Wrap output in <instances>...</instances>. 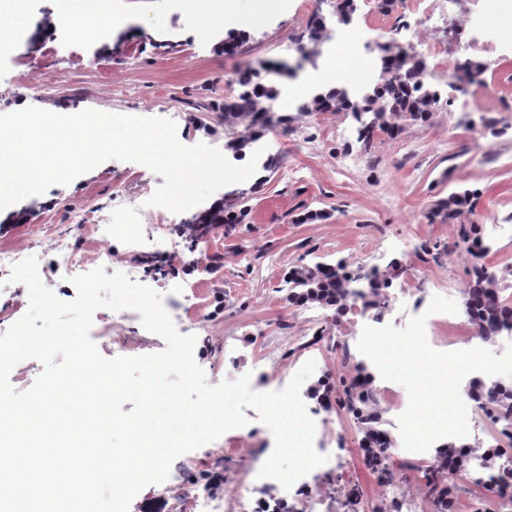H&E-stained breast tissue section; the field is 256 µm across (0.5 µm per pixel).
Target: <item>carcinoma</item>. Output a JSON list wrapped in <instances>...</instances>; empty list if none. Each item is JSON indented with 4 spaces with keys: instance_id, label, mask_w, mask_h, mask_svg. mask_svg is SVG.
<instances>
[{
    "instance_id": "cac0c4a2",
    "label": "carcinoma",
    "mask_w": 512,
    "mask_h": 512,
    "mask_svg": "<svg viewBox=\"0 0 512 512\" xmlns=\"http://www.w3.org/2000/svg\"><path fill=\"white\" fill-rule=\"evenodd\" d=\"M309 41L316 44L327 37V23L323 16L313 14L306 26ZM384 76L369 90L361 93L365 108L360 109L349 100L351 90L345 87H333L327 91H316L306 95L297 106V115L305 116L313 112H349L357 122V139L370 143L377 132L388 135L400 128V124L426 123L438 104L436 89L424 86L421 82V61L415 55H394L387 50L384 53ZM235 83L236 93L215 100L206 106V111L215 114V121L224 125L247 123L248 134L232 137L224 149L236 158L246 155L245 149L272 128L288 129L295 117L283 114L274 117L269 113L266 101L276 95L275 87L265 81L262 71L245 67L238 71ZM478 193L465 190L454 192L439 202L438 207L448 211L453 219L464 213L472 214L476 208ZM240 213L224 216V209L217 208L202 212L182 225L181 232L194 243L205 237L214 224L225 221L239 223ZM460 238L471 242L472 256L483 258L490 246L483 240L478 225L462 226ZM399 263L392 262L385 270L373 268L358 276L347 270L346 265L337 263L329 269L314 266L297 265L289 271L288 283L292 292L288 300L295 306L318 305L327 309L344 310L348 305L349 289L356 288V295L364 300L363 306L375 311L380 317L387 308L386 289L397 276ZM502 279L483 264L473 266V276L466 291L467 312L480 325V338L489 345L498 341L501 327L512 321V303L507 301L501 288ZM353 375L343 387V406L353 415L361 444L372 449L365 456L368 469L378 481L387 483L390 479V461L387 449L392 447L394 439L388 431L382 429V411L378 407L372 386L373 374L366 363L360 361L352 367ZM471 394L477 408L490 416L495 422L503 424L501 434L512 442V382L503 387L483 392L484 383L479 377L470 382ZM458 456L455 471H469L471 460L481 456L485 466L501 471L500 477H512V461L486 448L463 447L454 440L442 443L436 449L435 461L425 468L424 480L426 494L431 500L434 512H454L457 498L454 497L448 477V458Z\"/></svg>"
}]
</instances>
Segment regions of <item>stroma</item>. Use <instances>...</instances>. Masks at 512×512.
<instances>
[{
  "label": "stroma",
  "instance_id": "obj_1",
  "mask_svg": "<svg viewBox=\"0 0 512 512\" xmlns=\"http://www.w3.org/2000/svg\"><path fill=\"white\" fill-rule=\"evenodd\" d=\"M260 2L238 0L239 14L255 22L237 53L227 55L220 48L229 29L223 14H199L191 0H102L104 13L121 15L125 23L98 40L77 36L58 0H5L0 6V114L32 105L53 112L95 109L164 117L176 122L182 144L223 148L230 137L245 133V125L221 126L210 136L190 117L232 93L236 70L286 63L289 73L273 77L283 90L320 75L334 48L329 41L311 44L305 31L316 12L336 27L333 0H282L271 15L261 13ZM498 2L459 0L433 27L418 32L410 0L390 13L381 9V0H357L360 25L336 68L337 86H372L380 76L381 49L393 39L414 42L423 52L447 43L462 28L469 29L472 40L460 59L481 62L485 72L465 97L447 82L438 83L442 98L428 123L405 125L394 139L378 134L369 146L358 142L350 113L301 117L296 102L276 98L274 111L288 112L296 121L291 131L265 132L266 148L277 155L278 166L265 181H245L250 195L242 222L215 227L198 241L206 255L220 256L215 270H183L181 257L188 248L179 228L191 211L148 205L162 177L117 160L0 210V249L36 258L42 282L63 301L76 296L58 268L67 251L81 258L80 272L101 266L106 274L119 271L151 287L173 303L177 330L196 336L194 359L208 384L247 374L254 391L270 392L272 377L292 378L309 357H317L306 384H324L332 403L322 408L309 399L305 405L322 422V438L351 457V477L326 469L310 474L302 489H280L276 495L292 512H314L316 498L342 502L354 483L364 507L378 512L382 485L364 465L352 415L337 404L340 381L361 355L353 353L340 363L330 345L371 319L358 308L339 313L292 305L287 273L299 264L341 261L353 271L368 261L382 269L399 261L402 273L390 291L409 287L413 293L384 318L398 329L415 315L414 299H458L475 263L458 247L462 225L512 223V11L503 14L498 29L474 27L476 16ZM106 46L112 49L108 58L100 54ZM465 102L471 109L492 106L501 114L500 124L484 129L476 142L458 125ZM465 188L479 193L474 214L449 219L439 202ZM78 211L106 219L113 233L75 223ZM47 224L58 227V238L44 235ZM103 253L111 255V263H101ZM90 336L107 357L166 347L142 324L105 308L95 312ZM245 414L246 426L214 440L220 455L208 456L201 447L195 451L199 463L179 456L166 485L144 488L130 512H184L187 488L223 500V489H208V477L223 476L225 486L239 483L254 454L266 458L274 448V437L257 412L249 408Z\"/></svg>",
  "mask_w": 512,
  "mask_h": 512
}]
</instances>
